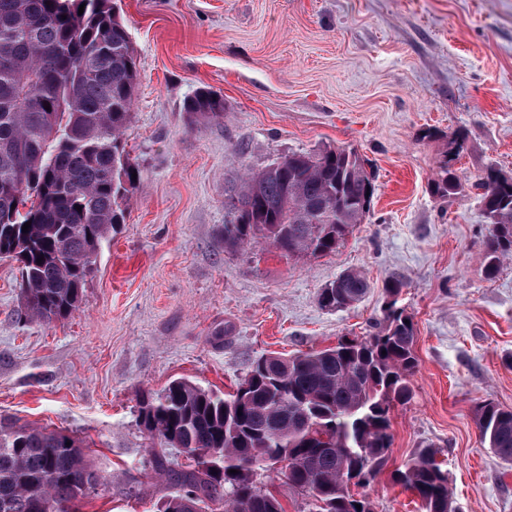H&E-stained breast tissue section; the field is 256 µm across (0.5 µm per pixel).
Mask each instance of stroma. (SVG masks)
<instances>
[{
    "mask_svg": "<svg viewBox=\"0 0 512 512\" xmlns=\"http://www.w3.org/2000/svg\"><path fill=\"white\" fill-rule=\"evenodd\" d=\"M139 64L127 131L140 189L102 245L80 307L27 320L14 261L0 259V418L83 441L106 478L82 512H150L164 494L137 422L142 393L186 378L229 391L251 364L364 339L402 282L416 327L414 396L363 493L374 512H417L392 480L438 451L458 512H512V466L481 442L479 404L512 409V259L487 276L473 187L512 176V0H117ZM224 119L190 127L197 88ZM458 155H450L452 142ZM343 147L374 194L335 253L224 249V186L244 167ZM449 161L461 186L433 182ZM359 270L371 288L327 310L321 288Z\"/></svg>",
    "mask_w": 512,
    "mask_h": 512,
    "instance_id": "1",
    "label": "stroma"
}]
</instances>
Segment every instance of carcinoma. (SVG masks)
I'll list each match as a JSON object with an SVG mask.
<instances>
[{"instance_id": "carcinoma-1", "label": "carcinoma", "mask_w": 512, "mask_h": 512, "mask_svg": "<svg viewBox=\"0 0 512 512\" xmlns=\"http://www.w3.org/2000/svg\"><path fill=\"white\" fill-rule=\"evenodd\" d=\"M137 91L136 51L113 0H0V257L18 263L25 311L36 322L79 308L102 243L125 223L123 204L139 187L125 139ZM183 111L190 123L209 124L226 105L200 87ZM459 183L440 166L437 193L453 195ZM475 188L489 224L480 256L493 275L512 256V177L490 167ZM21 193L29 206L12 208ZM372 195L364 160L346 148L247 168L224 188V248L264 240L291 256L333 253L363 223ZM369 289L363 273L349 270L320 290L319 304L345 308ZM415 335L393 300L364 341L259 358L245 392L220 395L177 379L141 395L150 465L167 489L157 512H286L257 480L274 472L306 497L305 512H373L353 489L385 463L392 410L413 398ZM475 425L511 464L512 409L483 403ZM178 448L190 462L178 460ZM290 455L291 467L277 466ZM392 478L420 512H456L435 449H419ZM102 485L79 439L0 423V512H79Z\"/></svg>"}]
</instances>
